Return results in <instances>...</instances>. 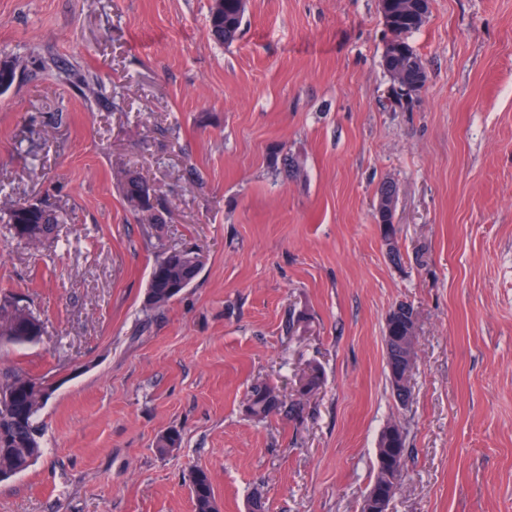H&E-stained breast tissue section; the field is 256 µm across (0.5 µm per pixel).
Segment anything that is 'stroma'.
<instances>
[{
	"label": "stroma",
	"instance_id": "obj_1",
	"mask_svg": "<svg viewBox=\"0 0 512 512\" xmlns=\"http://www.w3.org/2000/svg\"><path fill=\"white\" fill-rule=\"evenodd\" d=\"M211 0H0V187L65 218L0 236V292L43 323L0 371L47 376L42 455L0 512H361L378 435L408 436L392 512H512V0H430L427 81L393 101L378 0H248L232 44ZM141 173L163 221L117 189ZM398 191L397 234L374 221ZM205 257L147 307L152 266ZM413 306L412 396L386 381L385 319ZM304 317L305 328L289 330ZM302 417L251 420L252 385ZM180 448L156 454L158 435ZM384 183L378 189L377 199L379 198V195L382 192V187H383ZM396 198H397V191L395 189H393L390 195L383 196V197L379 198V201L376 204L375 219H376L377 224H382V226H383L382 234H383V238L385 239V241H387L388 236H390V235H389V231L386 230L384 226H391L388 224H394L392 218H393ZM190 489L194 512H221L212 479L207 471L197 470L195 472Z\"/></svg>",
	"mask_w": 512,
	"mask_h": 512
}]
</instances>
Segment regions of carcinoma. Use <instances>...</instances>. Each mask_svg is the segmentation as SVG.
Returning a JSON list of instances; mask_svg holds the SVG:
<instances>
[{"label": "carcinoma", "instance_id": "1", "mask_svg": "<svg viewBox=\"0 0 512 512\" xmlns=\"http://www.w3.org/2000/svg\"><path fill=\"white\" fill-rule=\"evenodd\" d=\"M388 13L396 25L416 31L426 22L429 5L392 4ZM244 16L245 9L240 5V0H211L209 32L212 39L219 44L235 41L241 31ZM382 66L390 74L400 72L411 92L420 90L417 82L421 68L424 67L420 57L397 51L391 57H382ZM16 78L15 64L1 61L0 87L9 90ZM149 188L150 183L136 171L127 172L120 183V193L126 206L153 223L157 221L155 206L145 195ZM0 223L7 226L11 238L38 246L56 238L62 219L56 210L41 203H16L0 214ZM203 264V255L193 249H176L171 256L161 257L150 272L147 304L153 309L168 306L183 292V287H189L197 280ZM41 334L42 323L28 307L8 294L0 295L1 342L25 345L35 342ZM320 383L318 371L312 370L310 389L300 392L298 398L287 407L275 387L267 383L255 384L249 391L247 412L257 420H264L286 408L288 415L298 417ZM6 390L11 398L5 405H0V467H8L12 475L16 476L27 470L42 453L39 414L54 389L43 378L34 382L29 373L15 370L0 375V393ZM180 445L181 435L176 430L160 434L155 442V448L162 456ZM406 451L407 432L402 427L378 441L376 473L371 485L376 495L383 498L395 497L398 482L404 472ZM190 489L194 512H221L207 471L195 472Z\"/></svg>", "mask_w": 512, "mask_h": 512}]
</instances>
